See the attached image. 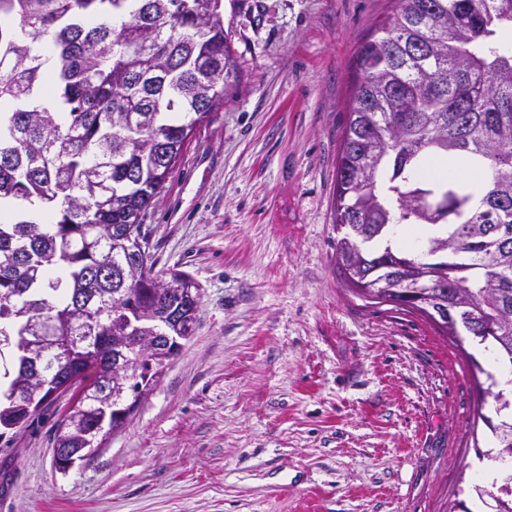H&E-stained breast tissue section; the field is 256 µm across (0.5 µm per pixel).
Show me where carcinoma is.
Returning <instances> with one entry per match:
<instances>
[{
    "label": "carcinoma",
    "instance_id": "carcinoma-1",
    "mask_svg": "<svg viewBox=\"0 0 512 512\" xmlns=\"http://www.w3.org/2000/svg\"><path fill=\"white\" fill-rule=\"evenodd\" d=\"M49 39L50 56L30 43ZM235 60L223 0H0V203L44 216L0 220V431L26 430L50 409L22 372L18 348L41 326L63 344L91 340L46 373L71 391L54 447L84 448L88 420L125 421L96 388L134 401L178 352H160L138 379H115L112 358L132 336H194L201 294H177L183 272L158 270L144 217L193 130L224 100ZM336 164V265L362 298L464 330L512 375V0H394L358 50ZM454 158L489 167L487 186L430 179ZM401 259L383 274L376 260ZM139 277L132 320L111 293ZM427 284L420 302L405 286ZM102 311L97 329L85 308ZM497 411L512 398L487 374ZM495 459H512L505 436ZM493 512H512V473L473 486Z\"/></svg>",
    "mask_w": 512,
    "mask_h": 512
}]
</instances>
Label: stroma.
Segmentation results:
<instances>
[{
	"label": "stroma",
	"mask_w": 512,
	"mask_h": 512,
	"mask_svg": "<svg viewBox=\"0 0 512 512\" xmlns=\"http://www.w3.org/2000/svg\"><path fill=\"white\" fill-rule=\"evenodd\" d=\"M392 0H224L236 73L144 222L201 303L102 448L54 464L57 413L0 441V512H483L494 414L469 336L336 268L353 65Z\"/></svg>",
	"instance_id": "obj_1"
}]
</instances>
